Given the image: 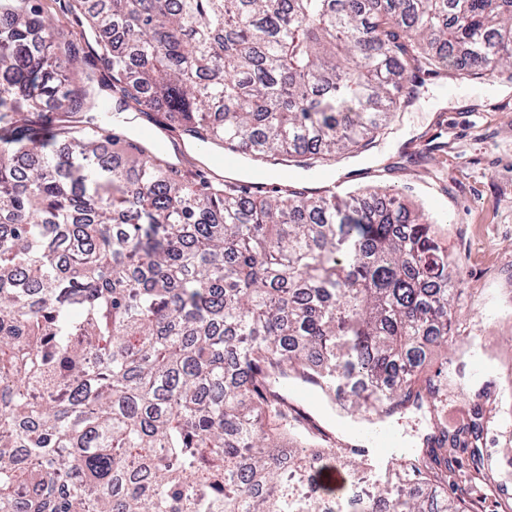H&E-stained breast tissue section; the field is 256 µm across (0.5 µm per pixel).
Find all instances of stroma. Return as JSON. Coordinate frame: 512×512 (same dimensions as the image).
Wrapping results in <instances>:
<instances>
[{
	"label": "stroma",
	"instance_id": "stroma-1",
	"mask_svg": "<svg viewBox=\"0 0 512 512\" xmlns=\"http://www.w3.org/2000/svg\"><path fill=\"white\" fill-rule=\"evenodd\" d=\"M347 190L378 185L421 211L448 245L461 278L446 343L423 359L448 408L481 410V453L512 498V81L427 75L394 134L332 167Z\"/></svg>",
	"mask_w": 512,
	"mask_h": 512
}]
</instances>
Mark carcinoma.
I'll return each instance as SVG.
<instances>
[{
    "label": "carcinoma",
    "mask_w": 512,
    "mask_h": 512,
    "mask_svg": "<svg viewBox=\"0 0 512 512\" xmlns=\"http://www.w3.org/2000/svg\"><path fill=\"white\" fill-rule=\"evenodd\" d=\"M109 80L37 0H0V512H470L456 453L480 413L391 478L272 441L322 440L274 388L360 387L353 417L442 414L419 366L448 340V247L379 187L336 200L186 176L88 118L112 99L204 144L306 171L392 133L429 74L512 80V0H72ZM123 154H108V143Z\"/></svg>",
    "instance_id": "carcinoma-1"
}]
</instances>
